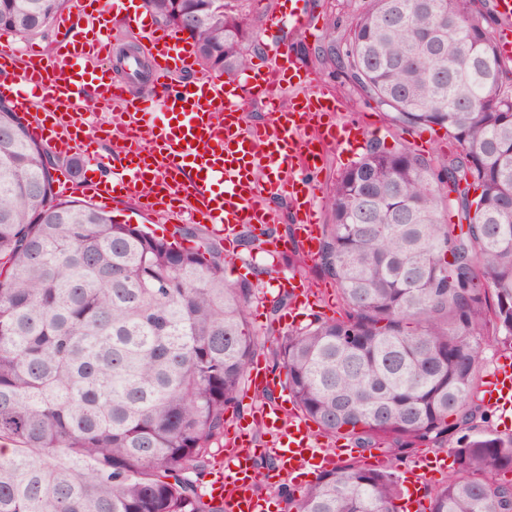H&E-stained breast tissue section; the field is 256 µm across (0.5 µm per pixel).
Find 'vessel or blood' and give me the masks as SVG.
<instances>
[{
  "mask_svg": "<svg viewBox=\"0 0 512 512\" xmlns=\"http://www.w3.org/2000/svg\"><path fill=\"white\" fill-rule=\"evenodd\" d=\"M92 9L77 19L71 12L57 15L55 25L68 38L53 56L32 51L24 63L0 49V97L26 109L38 99L39 114L28 133L49 143L59 155L87 152L90 124L80 111L82 92H94L123 115L117 130L119 167L111 174L85 177L89 195L118 192L139 211L160 216L188 215L208 224L214 237L233 244L242 226L266 229L272 220L271 202L287 200L297 224L300 247L315 255L319 247L318 188L309 178L328 147H354L368 135L363 124L324 121L328 112L345 106L321 91L297 95L282 105L280 93L297 72L284 50L267 45L266 61L241 79L202 77L192 85L174 83V76L194 69L195 57L178 34L167 27L144 24L147 55L154 63L148 95H134L130 86L110 76L112 40L110 16L124 0H89ZM504 20L493 39L498 51L512 54V0H495ZM265 105L273 118L261 125L243 118L250 103ZM163 113L152 124L150 141L140 130L146 116ZM253 389H280L282 377L262 361L250 368ZM492 406L512 408V362L500 364L484 388ZM264 427L277 443L272 470L254 467L261 450L249 437L251 424ZM227 435L229 448L217 468L209 491L223 499L226 512H271L270 499L257 495L261 481L297 471L316 476L338 466L346 449L317 448L305 418L276 405L261 409L254 421L236 419ZM447 459L419 457L403 473L409 512H426V479L447 471Z\"/></svg>",
  "mask_w": 512,
  "mask_h": 512,
  "instance_id": "obj_1",
  "label": "vessel or blood"
}]
</instances>
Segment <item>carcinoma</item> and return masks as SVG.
<instances>
[{"instance_id": "1", "label": "carcinoma", "mask_w": 512, "mask_h": 512, "mask_svg": "<svg viewBox=\"0 0 512 512\" xmlns=\"http://www.w3.org/2000/svg\"><path fill=\"white\" fill-rule=\"evenodd\" d=\"M68 0H0V36L44 33ZM243 0H144L188 15L204 74L247 69ZM475 0H370L324 60L396 126L436 125L438 166L374 139L328 193L315 265L346 307L278 337L297 411L358 458L283 512H399L397 463L448 446L429 512H512V435L489 428L481 340L512 349V84ZM58 163L0 100V512H225L200 477L240 409L258 285L226 279L223 245L173 242L54 191ZM387 455L373 468L360 461Z\"/></svg>"}]
</instances>
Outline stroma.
<instances>
[{
  "mask_svg": "<svg viewBox=\"0 0 512 512\" xmlns=\"http://www.w3.org/2000/svg\"><path fill=\"white\" fill-rule=\"evenodd\" d=\"M365 0H306L308 22L302 35H295L290 22L284 21L279 28H270L267 19L270 15L284 16L288 12V0H246V8L254 33L249 50L251 65H258L264 58L265 45L277 41L284 50L290 52L295 64L307 71L315 87L327 89L347 105L346 111L335 114V121H364L374 131L377 139L386 144L402 142L409 145L417 154L430 162H438L448 154L458 152V145L445 136L443 130L426 126L395 127L375 102L343 73L322 65L317 52L327 48L332 42L344 40L346 30L354 12L363 8ZM301 277L309 283L314 294L309 306L298 308L296 326H304L314 316L339 318L344 313V305L335 282L314 266L306 264L296 268L288 263L276 264L274 272H262L257 276L259 292L250 306V319L253 334L257 340L256 355L267 366H274L277 330L283 329V322H271L269 312L279 296L272 288L274 278Z\"/></svg>",
  "mask_w": 512,
  "mask_h": 512,
  "instance_id": "obj_1",
  "label": "stroma"
}]
</instances>
